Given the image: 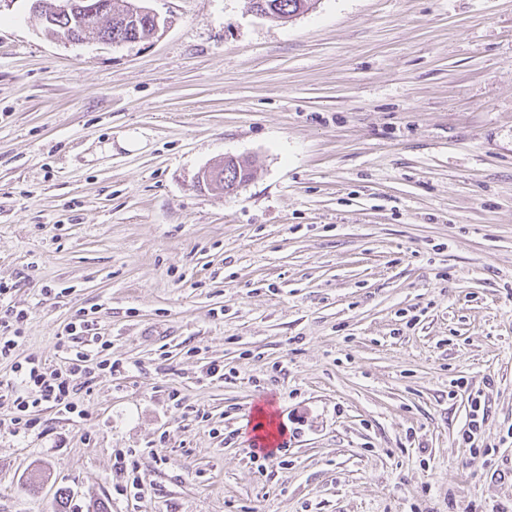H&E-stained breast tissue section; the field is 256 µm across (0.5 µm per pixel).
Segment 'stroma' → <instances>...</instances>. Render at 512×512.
Returning a JSON list of instances; mask_svg holds the SVG:
<instances>
[{"label": "stroma", "mask_w": 512, "mask_h": 512, "mask_svg": "<svg viewBox=\"0 0 512 512\" xmlns=\"http://www.w3.org/2000/svg\"><path fill=\"white\" fill-rule=\"evenodd\" d=\"M147 5L166 28L112 46L0 0V283L28 312L0 381L83 320L124 366L76 422L0 405V512L512 508V0ZM131 129L144 151L98 154ZM228 156L245 187L199 184ZM266 396L288 455L261 473L228 434ZM252 2V6L254 9L259 10L261 6H257L259 2H264V4L269 7V15L275 16L277 18L281 19H287L293 17L292 14L296 13L297 11L300 12V14H304L306 11L315 8L316 3L318 0H250ZM279 2V7L276 4ZM275 4V5H274ZM272 5L277 8V11H273ZM256 6L258 8H256ZM299 14V15H300ZM481 393L470 395L468 397L469 412L467 413V429L462 433V440L466 444H470V448L474 447V443L481 431L485 416V402L480 399Z\"/></svg>", "instance_id": "obj_1"}]
</instances>
